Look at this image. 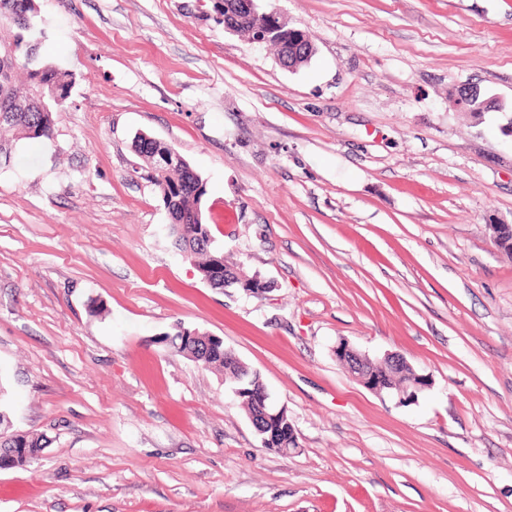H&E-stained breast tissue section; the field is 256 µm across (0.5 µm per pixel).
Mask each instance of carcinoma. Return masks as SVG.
<instances>
[{
  "instance_id": "1",
  "label": "carcinoma",
  "mask_w": 512,
  "mask_h": 512,
  "mask_svg": "<svg viewBox=\"0 0 512 512\" xmlns=\"http://www.w3.org/2000/svg\"><path fill=\"white\" fill-rule=\"evenodd\" d=\"M38 10L35 0H0V109L14 100L38 102L28 112H16L1 122L0 130L15 137L40 140L52 135L53 114L63 109L74 80L70 73L55 64L39 58L38 44L45 32L38 27ZM460 100L455 105L477 114L487 110L483 93L466 95V88L455 89ZM133 152L151 169V181L162 195L164 207L172 213L169 236L179 249L191 247V259L200 275L210 269L212 256L221 252L212 246H199L198 234L201 222L194 216L202 212L206 194L205 184L186 169L165 170L160 164L165 145L140 134L135 137ZM175 352L206 366L224 372L227 383H235L240 368L224 360V353L211 351L207 354L186 342L182 332L165 337ZM375 369L391 386L406 384L412 379V371H394L385 364ZM44 447V437L33 432L11 433L0 419V469H12L25 465Z\"/></svg>"
}]
</instances>
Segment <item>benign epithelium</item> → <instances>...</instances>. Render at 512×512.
<instances>
[{
  "instance_id": "1",
  "label": "benign epithelium",
  "mask_w": 512,
  "mask_h": 512,
  "mask_svg": "<svg viewBox=\"0 0 512 512\" xmlns=\"http://www.w3.org/2000/svg\"><path fill=\"white\" fill-rule=\"evenodd\" d=\"M221 5L224 20V30L237 33L242 28L250 31L249 41L260 46L274 45L280 51L278 58L285 67L289 66V48L291 39L297 37L300 29L288 25L287 22L274 11H265L259 8L257 0H217ZM205 281L211 285L217 281L225 284H244L247 277L241 270L229 274L224 269L223 258H213L211 270ZM336 359L361 384L377 393L388 391L396 394L399 401L408 402L415 398L417 392L427 386V380L421 375H414V380L406 385L391 388L385 385L381 378L374 375L372 360L348 344L336 347ZM255 406L254 415L250 421L259 434L263 433L264 422H276L287 425L288 414L283 406L271 398L269 392L252 395Z\"/></svg>"
}]
</instances>
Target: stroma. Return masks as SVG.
<instances>
[{
    "label": "stroma",
    "mask_w": 512,
    "mask_h": 512,
    "mask_svg": "<svg viewBox=\"0 0 512 512\" xmlns=\"http://www.w3.org/2000/svg\"><path fill=\"white\" fill-rule=\"evenodd\" d=\"M39 5L75 83L0 168V383L48 445L0 470V512H512V0H260L313 43L295 70L213 0ZM468 84L498 109L452 106ZM140 133L266 290L211 287L173 246ZM180 326L260 375L297 449L173 352ZM343 341L429 387L367 389Z\"/></svg>",
    "instance_id": "obj_1"
}]
</instances>
